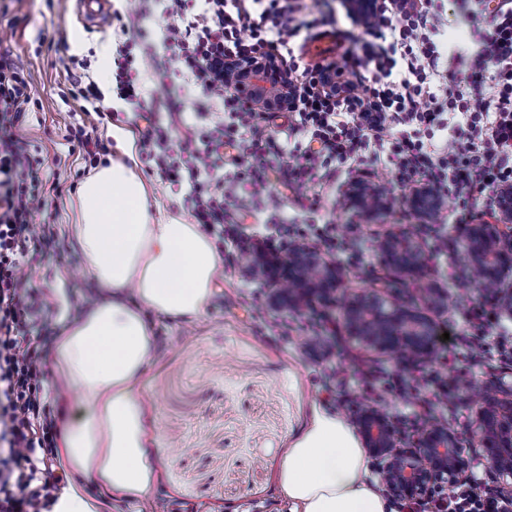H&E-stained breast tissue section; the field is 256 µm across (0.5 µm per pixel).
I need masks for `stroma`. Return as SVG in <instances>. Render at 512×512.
Returning <instances> with one entry per match:
<instances>
[{
	"label": "stroma",
	"instance_id": "35a3bbf8",
	"mask_svg": "<svg viewBox=\"0 0 512 512\" xmlns=\"http://www.w3.org/2000/svg\"><path fill=\"white\" fill-rule=\"evenodd\" d=\"M141 0H111L100 19L79 21L75 0H0V54L22 60L30 102L22 119L41 163L46 184H59L48 203L67 249L48 255L28 270L51 304L50 321L61 328L72 323L70 296L97 291L71 226V204L90 169L77 144L66 141L80 103L69 94L63 59H89L101 90L110 87L111 50L120 33L119 16H137ZM349 175L334 186L303 188L318 197L325 222L356 244L372 248L386 236L423 235L422 220L384 213L365 220L346 204L343 189ZM220 262L216 292L197 317L174 320L149 315L156 337V357L143 376L148 451L156 467L153 512H288L276 477L291 439L308 425L314 406L348 414L346 381L353 358L392 367L388 357L349 343L337 333L332 363L313 362L302 345L297 314L272 308L266 297L244 283L243 257L215 247ZM433 279L450 300L433 310L440 332H453L460 312L455 301L478 296L472 283L460 279L466 253L449 238L447 253H434ZM388 279L393 291L411 292V278L393 274L382 261L349 272L346 291H371L375 278ZM466 389L457 393L456 420L449 431L468 437L478 409L475 392L512 377V369H470L459 363Z\"/></svg>",
	"mask_w": 512,
	"mask_h": 512
}]
</instances>
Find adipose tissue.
Masks as SVG:
<instances>
[{
	"instance_id": "1",
	"label": "adipose tissue",
	"mask_w": 512,
	"mask_h": 512,
	"mask_svg": "<svg viewBox=\"0 0 512 512\" xmlns=\"http://www.w3.org/2000/svg\"><path fill=\"white\" fill-rule=\"evenodd\" d=\"M117 156L81 185L73 226L102 299L57 337L50 372L61 400L58 456L70 475L51 512H100L99 496L147 501L156 469L147 450L141 380L156 355L155 313L199 315L214 293L219 259L200 225L153 215L130 131L113 128ZM289 512H398L377 488L371 461L348 422L313 408L277 475ZM99 496H91L88 485Z\"/></svg>"
}]
</instances>
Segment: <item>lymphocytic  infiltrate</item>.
Listing matches in <instances>:
<instances>
[{
  "label": "lymphocytic infiltrate",
  "instance_id": "lymphocytic-infiltrate-1",
  "mask_svg": "<svg viewBox=\"0 0 512 512\" xmlns=\"http://www.w3.org/2000/svg\"><path fill=\"white\" fill-rule=\"evenodd\" d=\"M469 16L482 27L478 64L462 67V50L444 40L436 0H374L367 18L346 12L352 73L340 62L313 65L309 41L329 24L324 0H143L157 15L164 43L187 78L214 109L193 130L191 145L176 142L170 125L153 122L140 148L157 175L187 186L184 203L196 223L242 251L278 253L319 241L350 265L363 253L317 223L315 203L305 220L279 218L278 186L327 184L340 170L368 166L376 180L428 187L453 198L452 222L465 228L479 202L498 206L512 190V0H478ZM154 57L146 32L118 43L111 91L139 108L144 80L134 56ZM274 57L288 71V100L270 108L247 106L224 75L228 63ZM30 102L22 63L0 57V512H48L66 485L56 464L57 416L46 382L54 332L51 305L26 267L56 247L40 172L28 152L20 118ZM266 213L269 231L254 240L243 213ZM462 329L454 353L484 363L512 359V329L477 299L462 300ZM349 388L356 402L377 403L402 392V416L423 423L433 407H448L457 381L433 370L420 379L383 374L356 362ZM399 512H512L485 472L424 502L404 501Z\"/></svg>",
  "mask_w": 512,
  "mask_h": 512
}]
</instances>
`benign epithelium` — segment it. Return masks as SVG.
<instances>
[{
	"label": "benign epithelium",
	"instance_id": "1",
	"mask_svg": "<svg viewBox=\"0 0 512 512\" xmlns=\"http://www.w3.org/2000/svg\"><path fill=\"white\" fill-rule=\"evenodd\" d=\"M238 88L251 106L285 102L288 84L284 67L263 60L236 69ZM344 197L366 219L388 210L392 199L386 193L370 196L366 186L353 181ZM442 199L433 190L406 199L420 216L440 209ZM469 273L486 272L491 287L485 293L493 307L512 314V193L499 202L493 221L479 220L466 228ZM382 261L423 285L431 281L429 258L424 247L409 236L392 235L380 245ZM245 269L276 277L281 288L271 304L299 309L311 301L328 306L346 286L347 270L312 249L289 250L266 256L247 251ZM347 339L414 367L430 360L437 345L436 324L410 300L393 295H354L344 304ZM364 447L368 448L382 474L386 494L398 500H421L436 490L460 480L466 460L455 434L433 420L414 439H408L391 417L377 407L365 405L354 416ZM472 440L483 450L485 460L502 477L512 479V382L491 388L481 401L472 429Z\"/></svg>",
	"mask_w": 512,
	"mask_h": 512
}]
</instances>
